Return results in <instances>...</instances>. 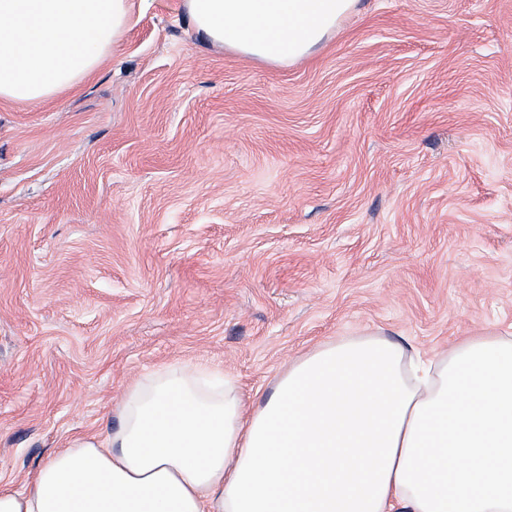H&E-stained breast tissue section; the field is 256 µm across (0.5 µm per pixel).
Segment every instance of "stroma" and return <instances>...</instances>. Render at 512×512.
Listing matches in <instances>:
<instances>
[{"mask_svg":"<svg viewBox=\"0 0 512 512\" xmlns=\"http://www.w3.org/2000/svg\"><path fill=\"white\" fill-rule=\"evenodd\" d=\"M113 56L0 101V484L204 364L247 397L375 334L512 324V0H357L312 53L202 43L130 0Z\"/></svg>","mask_w":512,"mask_h":512,"instance_id":"obj_1","label":"stroma"}]
</instances>
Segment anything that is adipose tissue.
Listing matches in <instances>:
<instances>
[{
	"label": "adipose tissue",
	"instance_id": "obj_1",
	"mask_svg": "<svg viewBox=\"0 0 512 512\" xmlns=\"http://www.w3.org/2000/svg\"><path fill=\"white\" fill-rule=\"evenodd\" d=\"M357 0H182L194 33L306 57ZM129 0H0V100L32 105L113 53ZM0 512H512V327L425 358L368 335L322 344L245 403L207 366L139 382Z\"/></svg>",
	"mask_w": 512,
	"mask_h": 512
}]
</instances>
